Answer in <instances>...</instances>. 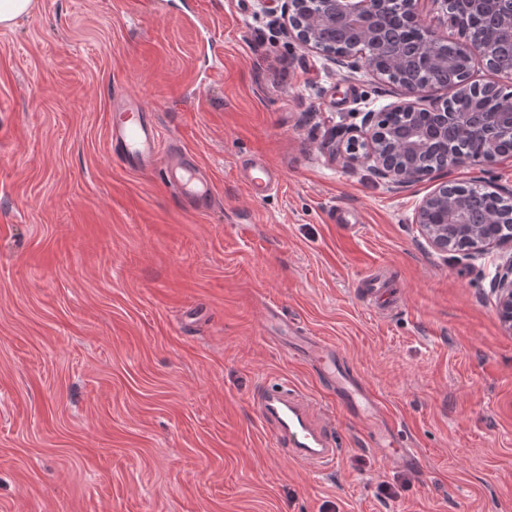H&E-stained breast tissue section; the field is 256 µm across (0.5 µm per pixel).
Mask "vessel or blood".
I'll list each match as a JSON object with an SVG mask.
<instances>
[{
	"label": "vessel or blood",
	"instance_id": "b4317fda",
	"mask_svg": "<svg viewBox=\"0 0 512 512\" xmlns=\"http://www.w3.org/2000/svg\"><path fill=\"white\" fill-rule=\"evenodd\" d=\"M110 138L113 155L130 168L163 164L166 178L180 186L189 206H197L198 202L209 199L206 176L189 157L174 153L168 158H160L158 128L152 112L140 101L129 98L118 102ZM276 183L271 169L259 164L252 168L247 188L257 197L271 191ZM304 360L315 372L331 381L336 399L346 411L368 416L377 410V401L354 376L348 359L336 346L310 338ZM256 405L270 429L273 447L313 474L334 468L340 450L332 432L316 422L317 404L311 396L282 379L264 388Z\"/></svg>",
	"mask_w": 512,
	"mask_h": 512
}]
</instances>
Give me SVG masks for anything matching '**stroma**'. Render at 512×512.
I'll list each match as a JSON object with an SVG mask.
<instances>
[{
    "instance_id": "stroma-1",
    "label": "stroma",
    "mask_w": 512,
    "mask_h": 512,
    "mask_svg": "<svg viewBox=\"0 0 512 512\" xmlns=\"http://www.w3.org/2000/svg\"><path fill=\"white\" fill-rule=\"evenodd\" d=\"M119 90L207 170L208 206L113 159ZM397 91L288 40L272 0H35L0 28V512H512L500 252L436 251L412 222L479 170L394 188L326 147ZM257 158L281 175L261 197ZM286 332L335 343L415 463L382 457ZM276 378L324 406L334 471L270 446Z\"/></svg>"
}]
</instances>
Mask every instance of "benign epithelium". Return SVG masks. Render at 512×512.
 <instances>
[{
    "label": "benign epithelium",
    "mask_w": 512,
    "mask_h": 512,
    "mask_svg": "<svg viewBox=\"0 0 512 512\" xmlns=\"http://www.w3.org/2000/svg\"><path fill=\"white\" fill-rule=\"evenodd\" d=\"M285 33L302 48L320 56L328 65L349 74L366 70L385 78L401 89V96L387 104L366 108L360 124L350 129L352 135L345 150L350 165H368L379 179L392 186L419 181L436 171L456 166L485 167L512 155L501 149L505 140L512 141V98L500 112H482L478 108L483 92L496 90L493 84L471 82L475 61L486 56L475 51L473 44L448 35V32L425 23L421 18L420 0H278ZM443 15L450 16L451 26L462 25L463 15L481 8L484 0H433ZM506 37L512 42V0H493ZM395 12L414 30L415 44L407 45L386 34L384 17ZM450 69L463 73L455 87L460 95L475 93L472 111L445 112L430 90L440 87V75ZM399 116L401 129L390 127L389 119ZM433 121L438 132L448 125L458 132L484 143L479 154L448 149L427 167L415 164L429 145L423 119ZM412 223L426 243L442 252L469 257L490 249L512 248V210L494 214L486 223L500 229L488 234L483 225L470 222L463 196L441 184L417 205ZM502 324L512 331V253L496 267L490 281Z\"/></svg>",
    "instance_id": "1"
}]
</instances>
